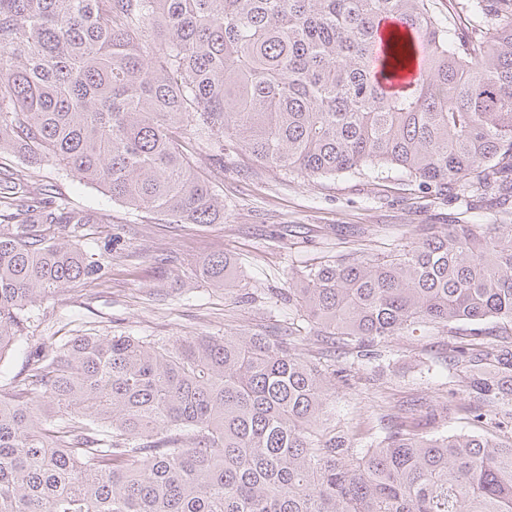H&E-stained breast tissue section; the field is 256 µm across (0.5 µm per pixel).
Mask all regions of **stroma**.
Listing matches in <instances>:
<instances>
[{"label": "stroma", "mask_w": 512, "mask_h": 512, "mask_svg": "<svg viewBox=\"0 0 512 512\" xmlns=\"http://www.w3.org/2000/svg\"><path fill=\"white\" fill-rule=\"evenodd\" d=\"M210 175L224 197L214 224H168L133 215L98 186L55 167L35 170L74 208L95 216L79 246L97 254L108 239L120 248L105 275L84 279L33 309L27 341L0 364V384L26 370V350L51 336H143L168 343L181 336L264 333L286 336L326 374H337L329 409L338 429L358 445L381 440L397 426L423 434L489 433L512 440V403L496 418L476 421L477 399L463 373L449 369L448 338L424 327L380 344L379 359L353 363L356 344L317 337L285 296L289 276L327 259L365 252L384 257L418 240L429 224H511L512 207L476 197L460 200L419 190L398 170L306 176L252 160L224 146L223 167ZM112 216L100 222V214ZM224 252L236 280L221 290L192 287L197 262ZM172 256L170 273L157 255Z\"/></svg>", "instance_id": "35a3bbf8"}]
</instances>
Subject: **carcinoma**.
<instances>
[{"instance_id":"carcinoma-1","label":"carcinoma","mask_w":512,"mask_h":512,"mask_svg":"<svg viewBox=\"0 0 512 512\" xmlns=\"http://www.w3.org/2000/svg\"><path fill=\"white\" fill-rule=\"evenodd\" d=\"M458 42L430 0H0V153L52 165L136 215L213 224L224 141L308 176L399 169L457 198L512 200V0H468ZM421 77L397 82L412 64ZM0 361L29 314L103 276L92 218L0 175ZM233 262L194 271L229 288ZM288 304L364 349L424 324L488 408L512 398V237L427 228L384 259L307 268ZM494 320L493 332L485 324ZM333 383L285 336L154 343L48 337L0 385V512H512V442L399 428L359 448Z\"/></svg>"}]
</instances>
